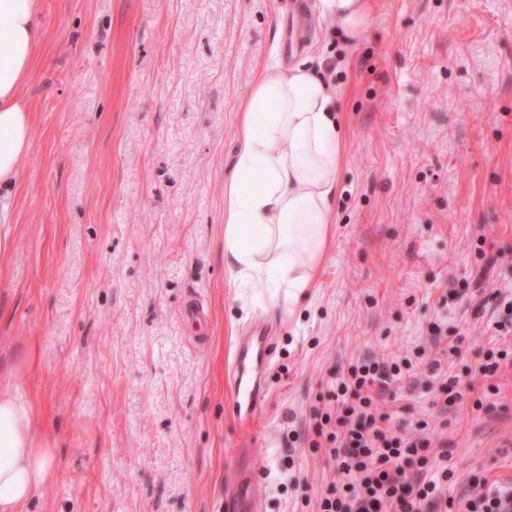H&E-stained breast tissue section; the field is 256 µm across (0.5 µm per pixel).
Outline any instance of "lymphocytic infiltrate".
<instances>
[{"mask_svg":"<svg viewBox=\"0 0 512 512\" xmlns=\"http://www.w3.org/2000/svg\"><path fill=\"white\" fill-rule=\"evenodd\" d=\"M398 364L365 361L333 382V409L314 411L310 447H329L339 478L317 498V512H452L447 441H433L427 421L391 434L373 393L400 375Z\"/></svg>","mask_w":512,"mask_h":512,"instance_id":"1","label":"lymphocytic infiltrate"}]
</instances>
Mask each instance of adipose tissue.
I'll use <instances>...</instances> for the list:
<instances>
[{
	"label": "adipose tissue",
	"instance_id": "adipose-tissue-1",
	"mask_svg": "<svg viewBox=\"0 0 512 512\" xmlns=\"http://www.w3.org/2000/svg\"><path fill=\"white\" fill-rule=\"evenodd\" d=\"M368 0H318L358 37ZM41 0H0V193L20 177L32 114L19 89L41 40ZM343 128L335 90L304 64L268 65L241 109L235 164L224 183V261L241 282L297 296L310 288L332 232ZM31 395L0 382V512H23L55 477L54 437L36 427Z\"/></svg>",
	"mask_w": 512,
	"mask_h": 512
}]
</instances>
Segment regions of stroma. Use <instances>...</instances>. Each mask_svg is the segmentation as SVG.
<instances>
[{
    "instance_id": "35a3bbf8",
    "label": "stroma",
    "mask_w": 512,
    "mask_h": 512,
    "mask_svg": "<svg viewBox=\"0 0 512 512\" xmlns=\"http://www.w3.org/2000/svg\"><path fill=\"white\" fill-rule=\"evenodd\" d=\"M42 26L0 254V371L56 440L25 512H225L240 467L265 512H314L336 471L304 436L363 357L400 362L381 407L450 442L454 500L512 484V367L480 374L497 314L471 300L512 284V0H371L355 39L294 0H43ZM303 61L345 141L334 231L291 304L232 280L224 182L260 70ZM259 321L274 365L243 425L227 366ZM458 335L448 371L475 389L443 415L429 358Z\"/></svg>"
}]
</instances>
